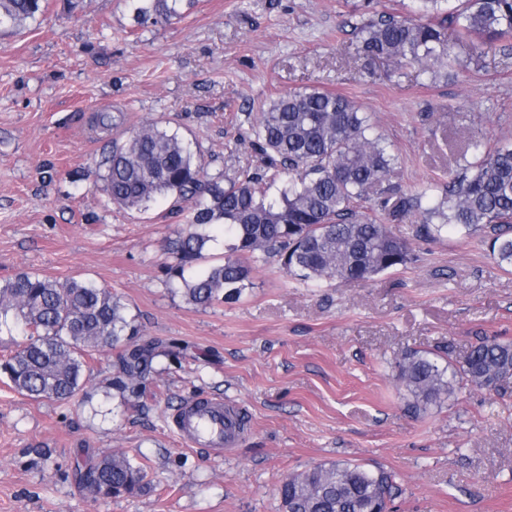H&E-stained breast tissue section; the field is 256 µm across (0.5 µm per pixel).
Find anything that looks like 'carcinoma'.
I'll list each match as a JSON object with an SVG mask.
<instances>
[{"label": "carcinoma", "instance_id": "cac0c4a2", "mask_svg": "<svg viewBox=\"0 0 512 512\" xmlns=\"http://www.w3.org/2000/svg\"><path fill=\"white\" fill-rule=\"evenodd\" d=\"M184 0H142L136 17L159 24L179 15ZM416 16L362 17L360 51L399 68L432 63L448 71L450 34L474 37L491 48L512 35V0H415ZM43 0H0V27L20 31L41 22ZM251 146L263 162L245 167L224 184L210 175L199 152L178 132L159 122L133 129L112 141L98 166L109 201L145 211L159 199L171 200L169 214H183L184 227L173 242L166 284L196 307L238 298L252 285L257 262L274 254L290 275L313 287L368 281L412 262L410 243L393 225L415 213L418 233L448 231L486 234L491 258L512 268V142L487 150L477 162L450 178L444 197L427 192L391 191L375 201L379 219L364 210L369 190L383 185L398 157L372 134L367 113L345 96L304 89L272 100L251 124ZM284 177L279 195L269 199L264 177ZM224 227V257L198 269ZM23 335L24 344L0 363V372L18 394L33 400L68 402L84 386L88 363L105 347L140 332L121 298L106 287L72 277L63 282L22 272L0 283V328ZM168 355L161 342L134 346L114 363L112 387L142 396L155 360ZM397 379L412 395L413 413L468 386L502 394L512 385V339L483 337L463 361L453 349L413 350L398 361ZM96 499L133 495L144 488L140 464L123 452H105L80 472ZM278 493L285 512H390L399 493L393 472L350 462L316 464L288 475Z\"/></svg>", "mask_w": 512, "mask_h": 512}]
</instances>
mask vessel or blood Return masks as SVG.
I'll return each instance as SVG.
<instances>
[{
  "label": "vessel or blood",
  "mask_w": 512,
  "mask_h": 512,
  "mask_svg": "<svg viewBox=\"0 0 512 512\" xmlns=\"http://www.w3.org/2000/svg\"><path fill=\"white\" fill-rule=\"evenodd\" d=\"M237 404L200 396L184 403L168 417L170 430L188 447L223 454L241 438Z\"/></svg>",
  "instance_id": "1"
}]
</instances>
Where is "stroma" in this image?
I'll list each match as a JSON object with an SVG mask.
<instances>
[{
  "label": "stroma",
  "instance_id": "stroma-1",
  "mask_svg": "<svg viewBox=\"0 0 512 512\" xmlns=\"http://www.w3.org/2000/svg\"><path fill=\"white\" fill-rule=\"evenodd\" d=\"M413 0H195L140 25L136 0H46L41 23L0 29V281L21 272L106 286L141 327L173 342L140 398L112 387L116 349L85 372V402L34 401L0 381V512H283V478L326 461L391 470L395 512H512V393L465 387L406 408L395 362L480 337L512 339V272L479 237L421 238L414 260L367 283L307 286L276 258L240 298L201 309L165 286L182 225L112 205L98 163L113 140L166 122L208 173L257 165L250 122L282 94L316 88L371 115L400 164L388 185L442 195L471 140H512V38L454 41L468 71L432 76L366 59L364 7ZM198 395L238 402V446L183 447L166 420ZM144 468L137 495L94 499L79 465L106 451Z\"/></svg>",
  "mask_w": 512,
  "mask_h": 512
}]
</instances>
